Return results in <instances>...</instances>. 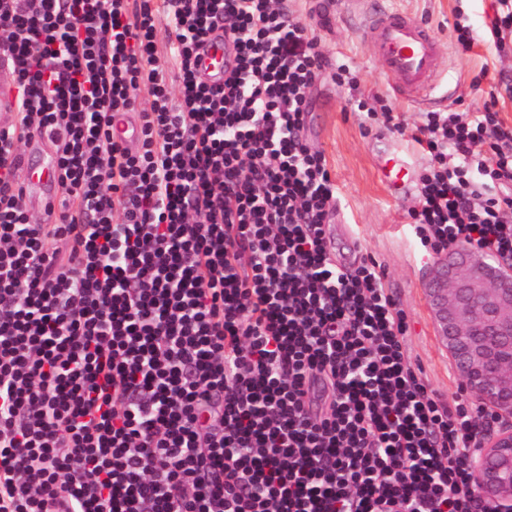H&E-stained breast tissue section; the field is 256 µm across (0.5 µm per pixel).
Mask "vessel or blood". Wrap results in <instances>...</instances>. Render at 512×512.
Masks as SVG:
<instances>
[{"instance_id": "obj_1", "label": "vessel or blood", "mask_w": 512, "mask_h": 512, "mask_svg": "<svg viewBox=\"0 0 512 512\" xmlns=\"http://www.w3.org/2000/svg\"><path fill=\"white\" fill-rule=\"evenodd\" d=\"M363 36L383 73L392 79L395 94L406 101L419 99L433 86L438 69L437 38L424 22L400 12L376 10L366 18ZM235 51L223 32L211 34L200 52L198 76L210 86L223 85L234 69ZM17 109L12 71L6 58L0 57V112ZM116 137L132 146L140 139V124L133 114L120 116L114 123ZM20 169L34 204L49 208L57 201L55 154L44 151L39 164L22 159ZM380 172L387 185L397 193L407 191L413 177L406 151L389 149L381 161Z\"/></svg>"}]
</instances>
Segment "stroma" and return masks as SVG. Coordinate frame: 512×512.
I'll list each match as a JSON object with an SVG mask.
<instances>
[{
	"instance_id": "stroma-1",
	"label": "stroma",
	"mask_w": 512,
	"mask_h": 512,
	"mask_svg": "<svg viewBox=\"0 0 512 512\" xmlns=\"http://www.w3.org/2000/svg\"><path fill=\"white\" fill-rule=\"evenodd\" d=\"M490 4L491 0H333L329 27L315 31L329 63L348 65L365 98H386L407 129L402 135L380 120L364 126L362 115L347 104L346 88L328 77L315 84L306 137L313 149L325 154L339 189L340 205L332 216L333 256L340 265L358 257L381 266L387 288L408 317L406 350L421 368L428 388L447 400L459 396L464 382L437 335L428 305L424 285L434 259L421 245L408 216L416 192L392 195L380 178L379 157L392 143L410 145L409 130L420 113L445 111L455 102L461 109L480 111L484 94L473 89L472 81L486 65L512 71V55L493 59L480 44L462 56L452 45V26L458 20L483 35ZM380 8L424 21L440 43L435 87L423 103L395 97L362 37L366 14ZM349 234L359 244L357 253H350L345 245Z\"/></svg>"
}]
</instances>
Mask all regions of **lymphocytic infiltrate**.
<instances>
[{
    "label": "lymphocytic infiltrate",
    "mask_w": 512,
    "mask_h": 512,
    "mask_svg": "<svg viewBox=\"0 0 512 512\" xmlns=\"http://www.w3.org/2000/svg\"><path fill=\"white\" fill-rule=\"evenodd\" d=\"M218 28L236 68L209 87ZM1 55L0 512H498L466 466L495 412L428 390L383 271L323 236L313 25L279 0H0ZM505 97L422 113L423 246L512 259ZM133 110L134 150L112 136ZM37 136L42 223L16 177ZM200 56V80L213 87L223 85L224 78L229 77L234 69L235 51L232 41L224 37V32L215 31L201 50ZM17 99L13 74L5 57L0 56V125L9 123L13 116L1 112H16ZM44 148L35 140L27 142L21 147L22 155H29L34 162L40 158ZM28 158H21L19 169L22 171L26 185V194H30L31 201L47 210L57 201V188L55 184V154L52 150L43 151L41 162L35 167Z\"/></svg>",
    "instance_id": "f902f5d3"
}]
</instances>
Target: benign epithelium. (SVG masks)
<instances>
[{
  "label": "benign epithelium",
  "instance_id": "7a95c632",
  "mask_svg": "<svg viewBox=\"0 0 512 512\" xmlns=\"http://www.w3.org/2000/svg\"><path fill=\"white\" fill-rule=\"evenodd\" d=\"M439 336L467 387L503 420L467 464L480 493L512 512V269L466 249L439 252L426 283Z\"/></svg>",
  "mask_w": 512,
  "mask_h": 512
}]
</instances>
